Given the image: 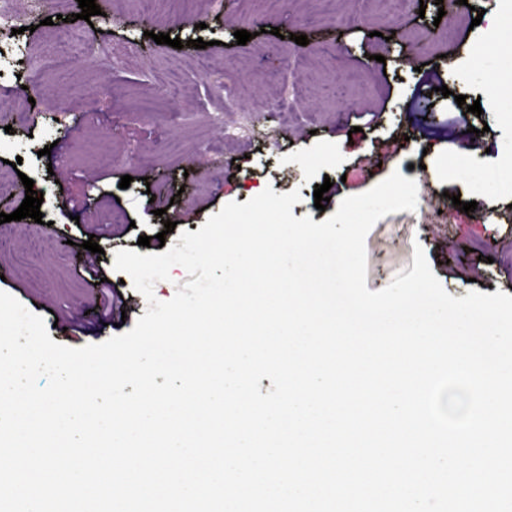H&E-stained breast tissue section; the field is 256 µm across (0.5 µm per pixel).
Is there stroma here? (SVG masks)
Here are the masks:
<instances>
[{"mask_svg": "<svg viewBox=\"0 0 512 512\" xmlns=\"http://www.w3.org/2000/svg\"><path fill=\"white\" fill-rule=\"evenodd\" d=\"M95 2L101 15L75 29L65 18L79 13L77 0H13L35 30L0 35L8 110L0 213L24 200L23 178L43 195L42 223L0 224V291L40 315L54 342L77 348L104 338L92 330L102 296L79 273L89 256L83 241L101 246L98 266L125 304L112 315L113 337L147 308L114 269L118 250L159 253L226 203L268 187L299 191L293 216L320 223L343 198L395 172L416 181L418 203L368 233V289L411 271L419 247L453 297L512 295V194L499 188L512 163V104L492 93L512 60V36L499 34L488 51L486 26L511 18L512 0H468V9L445 15L436 0ZM479 10L485 21L477 25ZM105 13L112 22L102 21ZM238 30L251 32L250 41L237 44ZM156 32L179 37L183 48L154 52ZM300 35L307 45L296 44ZM198 38L206 48L192 47ZM25 83L37 87L32 99L19 95ZM420 88L431 93L436 121L415 110ZM286 92L298 110L284 124L277 104ZM459 95L480 102L482 114L463 113ZM370 111L375 120L358 126L356 113ZM234 163L238 171L225 176ZM125 175L132 181L123 189ZM326 180L321 211L313 193ZM455 194L476 210L450 208ZM168 220L176 224L170 234ZM142 236L149 246H138Z\"/></svg>", "mask_w": 512, "mask_h": 512, "instance_id": "1", "label": "stroma"}]
</instances>
